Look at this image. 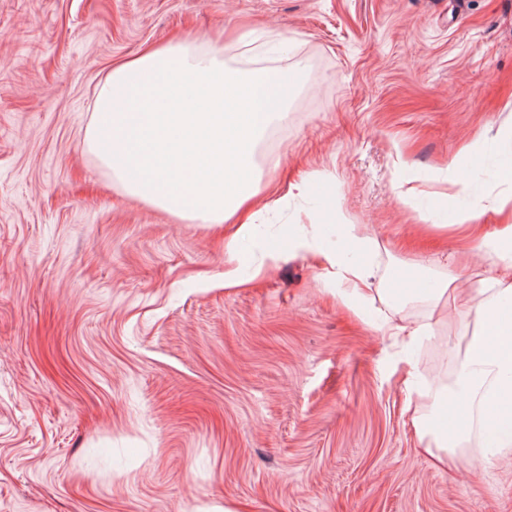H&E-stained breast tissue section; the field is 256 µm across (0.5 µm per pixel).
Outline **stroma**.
Returning <instances> with one entry per match:
<instances>
[{"label":"stroma","mask_w":512,"mask_h":512,"mask_svg":"<svg viewBox=\"0 0 512 512\" xmlns=\"http://www.w3.org/2000/svg\"><path fill=\"white\" fill-rule=\"evenodd\" d=\"M180 37L305 67L257 146L240 287L223 225L129 195L86 144L107 73ZM511 132L512 0H0V512H512V458L418 453L401 364L430 349L454 375L483 266L439 223L499 222ZM348 224L373 298L430 323L412 349L287 249ZM439 253L458 280L432 312L402 287Z\"/></svg>","instance_id":"35a3bbf8"}]
</instances>
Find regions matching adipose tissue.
Listing matches in <instances>:
<instances>
[{"label":"adipose tissue","mask_w":512,"mask_h":512,"mask_svg":"<svg viewBox=\"0 0 512 512\" xmlns=\"http://www.w3.org/2000/svg\"><path fill=\"white\" fill-rule=\"evenodd\" d=\"M288 85L286 71H230L217 46L199 50L178 40L113 68L94 104L87 144L131 194L183 219L237 220L224 249L228 287L242 283L239 246L253 231L243 213L258 197L256 146L287 111ZM472 246L484 257L489 295L466 312L475 330L454 377L433 391L416 364L403 363L420 405L448 408L447 422L418 434L423 451L443 467L449 450L473 435L484 458H512V282L504 280L512 273V221L479 232ZM294 247L335 269L340 303L366 320L371 266L346 261L306 236Z\"/></svg>","instance_id":"ef3b65f1"}]
</instances>
